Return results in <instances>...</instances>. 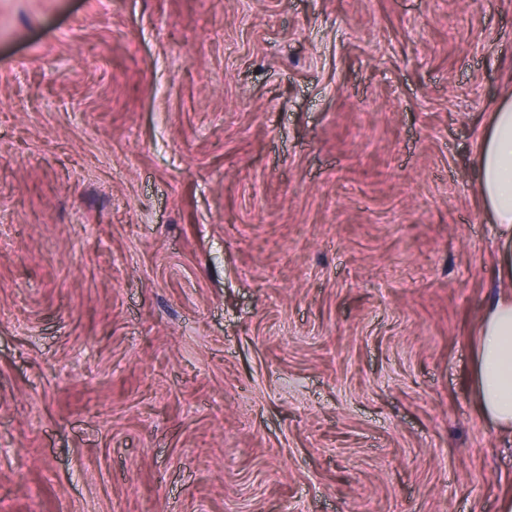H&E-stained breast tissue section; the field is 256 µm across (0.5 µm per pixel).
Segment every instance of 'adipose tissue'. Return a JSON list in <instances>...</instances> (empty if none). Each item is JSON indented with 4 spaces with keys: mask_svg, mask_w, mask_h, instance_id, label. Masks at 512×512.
Returning a JSON list of instances; mask_svg holds the SVG:
<instances>
[{
    "mask_svg": "<svg viewBox=\"0 0 512 512\" xmlns=\"http://www.w3.org/2000/svg\"><path fill=\"white\" fill-rule=\"evenodd\" d=\"M479 198L502 241L498 277L509 290L484 313L473 351L476 405L499 427L512 428V100L492 112L475 162Z\"/></svg>",
    "mask_w": 512,
    "mask_h": 512,
    "instance_id": "1",
    "label": "adipose tissue"
}]
</instances>
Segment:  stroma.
<instances>
[{
  "instance_id": "stroma-1",
  "label": "stroma",
  "mask_w": 512,
  "mask_h": 512,
  "mask_svg": "<svg viewBox=\"0 0 512 512\" xmlns=\"http://www.w3.org/2000/svg\"><path fill=\"white\" fill-rule=\"evenodd\" d=\"M0 512H501L474 181L512 0H0Z\"/></svg>"
}]
</instances>
